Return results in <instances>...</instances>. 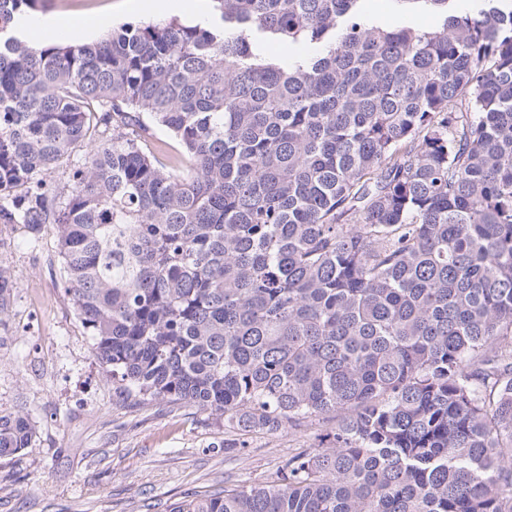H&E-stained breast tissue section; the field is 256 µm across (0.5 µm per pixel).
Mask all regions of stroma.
<instances>
[{
	"label": "stroma",
	"instance_id": "1",
	"mask_svg": "<svg viewBox=\"0 0 512 512\" xmlns=\"http://www.w3.org/2000/svg\"><path fill=\"white\" fill-rule=\"evenodd\" d=\"M89 20L87 37L148 13L120 0H40L50 14ZM0 263L15 289L0 313V412L26 415L29 448L0 458V512H170L176 502L269 481L282 461L318 448L329 421L250 434L242 453H225L224 422L192 406L122 402L66 293L57 227L30 246L20 224H0Z\"/></svg>",
	"mask_w": 512,
	"mask_h": 512
}]
</instances>
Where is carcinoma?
<instances>
[{"instance_id": "carcinoma-1", "label": "carcinoma", "mask_w": 512, "mask_h": 512, "mask_svg": "<svg viewBox=\"0 0 512 512\" xmlns=\"http://www.w3.org/2000/svg\"><path fill=\"white\" fill-rule=\"evenodd\" d=\"M38 2L0 0V224L57 226L118 396L224 419L226 453L336 420L171 512H512V0H392L432 29L210 0L32 42ZM33 436L0 414V458Z\"/></svg>"}]
</instances>
